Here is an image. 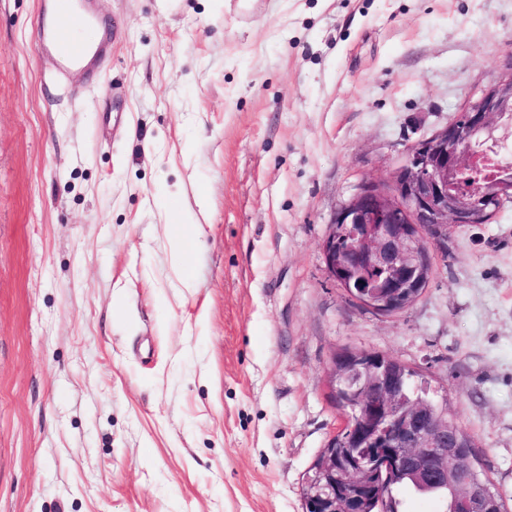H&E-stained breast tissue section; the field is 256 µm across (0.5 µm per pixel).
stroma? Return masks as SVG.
I'll return each mask as SVG.
<instances>
[{
	"mask_svg": "<svg viewBox=\"0 0 512 512\" xmlns=\"http://www.w3.org/2000/svg\"><path fill=\"white\" fill-rule=\"evenodd\" d=\"M37 11L0 0V512H305L345 348L444 398L512 512V201L394 314L321 251L493 78L512 0H94L122 36L67 85Z\"/></svg>",
	"mask_w": 512,
	"mask_h": 512,
	"instance_id": "stroma-1",
	"label": "stroma"
}]
</instances>
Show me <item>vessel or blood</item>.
<instances>
[{
	"instance_id": "obj_1",
	"label": "vessel or blood",
	"mask_w": 512,
	"mask_h": 512,
	"mask_svg": "<svg viewBox=\"0 0 512 512\" xmlns=\"http://www.w3.org/2000/svg\"><path fill=\"white\" fill-rule=\"evenodd\" d=\"M40 20L33 31L38 56L48 61L56 79H66L75 68L94 70L108 52V43L92 44L78 38L76 27L86 26L78 0H39Z\"/></svg>"
}]
</instances>
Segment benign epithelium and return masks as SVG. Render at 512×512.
<instances>
[{"label": "benign epithelium", "instance_id": "benign-epithelium-1", "mask_svg": "<svg viewBox=\"0 0 512 512\" xmlns=\"http://www.w3.org/2000/svg\"><path fill=\"white\" fill-rule=\"evenodd\" d=\"M512 112V54L498 75L448 126L413 144L384 183L366 182L329 221L322 243L328 276L361 304L379 313L410 305L424 290L438 259L448 256V227L485 224L506 190L452 191L448 174L476 166L475 157L449 150L473 136L495 133ZM396 358L342 350L332 355L327 381L355 387L356 411L328 440L302 486L307 512H357V496L377 475L394 481L412 473L444 483L468 512H501L499 493L478 476V460L459 427L430 398L405 404Z\"/></svg>", "mask_w": 512, "mask_h": 512}]
</instances>
